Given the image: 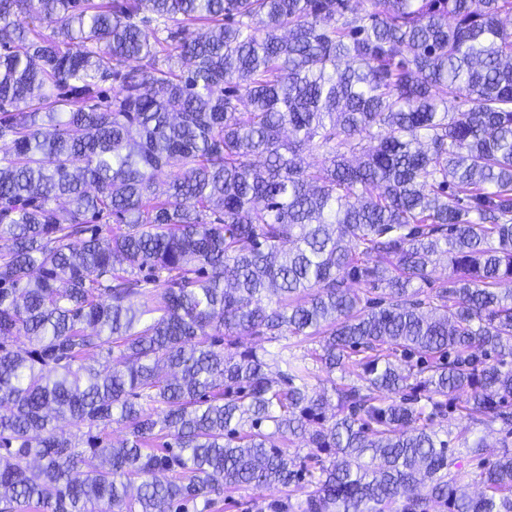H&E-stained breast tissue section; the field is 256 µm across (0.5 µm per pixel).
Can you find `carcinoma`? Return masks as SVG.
I'll return each instance as SVG.
<instances>
[{
    "label": "carcinoma",
    "instance_id": "obj_1",
    "mask_svg": "<svg viewBox=\"0 0 512 512\" xmlns=\"http://www.w3.org/2000/svg\"><path fill=\"white\" fill-rule=\"evenodd\" d=\"M507 280L512 0H0V512H512ZM451 427L454 432H459L465 428L473 430L472 434L469 435L470 441L476 438H484L486 448H483V453L486 459H494L502 450V448H499L498 439L500 436L496 430L484 429L482 426H474L470 424L467 419L460 418L457 413L453 415ZM455 456L458 457L459 467L462 468V472L466 474L465 482L469 485L467 490L472 496H476L481 493L482 487L477 482L475 477L478 472L476 467V461H472L470 454L466 448H455ZM288 512H302L306 498L304 490H295L288 495V488H269L265 486L243 488L224 494L213 512H257L258 508L272 499L287 501Z\"/></svg>",
    "mask_w": 512,
    "mask_h": 512
}]
</instances>
